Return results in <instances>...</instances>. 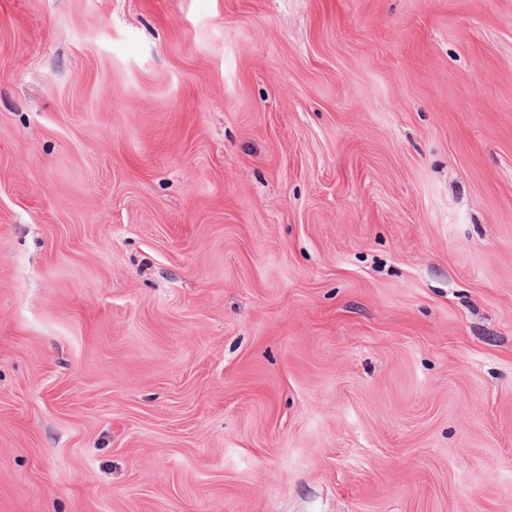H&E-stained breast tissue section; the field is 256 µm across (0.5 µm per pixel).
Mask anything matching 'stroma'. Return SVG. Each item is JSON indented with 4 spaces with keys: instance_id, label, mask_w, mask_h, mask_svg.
<instances>
[{
    "instance_id": "35a3bbf8",
    "label": "stroma",
    "mask_w": 512,
    "mask_h": 512,
    "mask_svg": "<svg viewBox=\"0 0 512 512\" xmlns=\"http://www.w3.org/2000/svg\"><path fill=\"white\" fill-rule=\"evenodd\" d=\"M0 512H512V0H0Z\"/></svg>"
}]
</instances>
